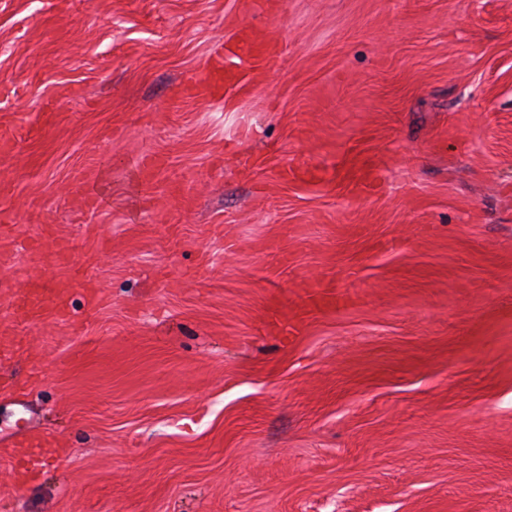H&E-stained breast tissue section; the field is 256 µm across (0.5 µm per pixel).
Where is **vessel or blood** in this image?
Here are the masks:
<instances>
[{
	"mask_svg": "<svg viewBox=\"0 0 512 512\" xmlns=\"http://www.w3.org/2000/svg\"><path fill=\"white\" fill-rule=\"evenodd\" d=\"M265 35L252 29H242L235 44L226 49L223 55L213 59L201 78H193L187 85L189 91L200 97L212 96L221 89L239 88V68L243 64L267 63L274 59ZM8 310L7 325H31L48 319H64L68 316V302L65 293L48 290L39 282H29L26 287L11 293L5 302ZM37 454H30L10 447L9 455L15 459L13 476L24 482L33 477L38 459H49L58 455L57 444L50 440L38 443Z\"/></svg>",
	"mask_w": 512,
	"mask_h": 512,
	"instance_id": "obj_1",
	"label": "vessel or blood"
}]
</instances>
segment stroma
Wrapping results in <instances>:
<instances>
[{"label": "stroma", "instance_id": "1", "mask_svg": "<svg viewBox=\"0 0 512 512\" xmlns=\"http://www.w3.org/2000/svg\"><path fill=\"white\" fill-rule=\"evenodd\" d=\"M1 131L0 292L71 318L0 351L68 450L0 512H512V0H0ZM244 46V50H243ZM275 57L266 36L250 28L242 29L235 44L218 55L206 69L203 78H193L186 86L187 90L200 97H210L223 87L224 93L240 88L239 68L249 65L268 63ZM8 318L1 322V328L15 325H31L50 318L66 319L68 302L61 291L47 290L37 281L11 293L5 302Z\"/></svg>", "mask_w": 512, "mask_h": 512}]
</instances>
